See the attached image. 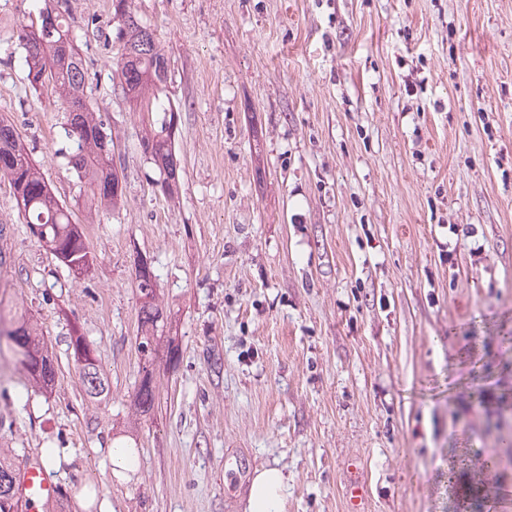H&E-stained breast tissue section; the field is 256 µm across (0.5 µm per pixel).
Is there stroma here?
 I'll return each instance as SVG.
<instances>
[{
  "instance_id": "obj_1",
  "label": "stroma",
  "mask_w": 512,
  "mask_h": 512,
  "mask_svg": "<svg viewBox=\"0 0 512 512\" xmlns=\"http://www.w3.org/2000/svg\"><path fill=\"white\" fill-rule=\"evenodd\" d=\"M111 3L64 4L125 179L94 211L53 156L67 112L25 80L35 4L0 0V116L93 256L70 275L0 177V282L57 364L45 395L0 358V451L59 450L67 501L45 512H247L224 497L228 448L285 472L283 512H346L356 478L365 512H512V0H133L170 61L172 199L112 77ZM142 258L177 349L147 415ZM74 322L104 399L82 390ZM68 348L79 368V380L86 397L91 400L106 398L110 392L107 378L98 365L93 349L86 341L81 327L71 326Z\"/></svg>"
}]
</instances>
